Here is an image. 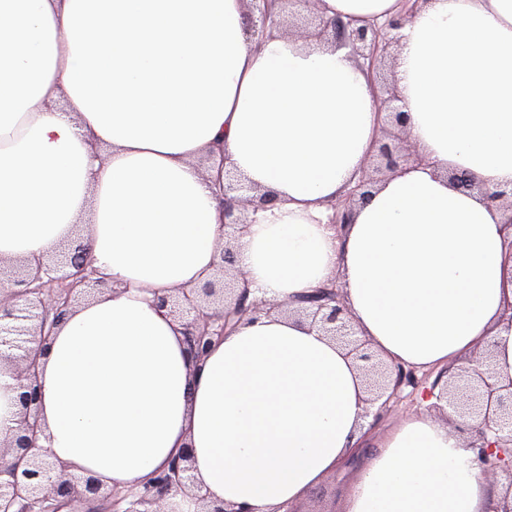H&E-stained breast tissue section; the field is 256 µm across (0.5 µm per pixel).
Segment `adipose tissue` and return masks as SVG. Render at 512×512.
Returning <instances> with one entry per match:
<instances>
[{"instance_id":"adipose-tissue-1","label":"adipose tissue","mask_w":512,"mask_h":512,"mask_svg":"<svg viewBox=\"0 0 512 512\" xmlns=\"http://www.w3.org/2000/svg\"><path fill=\"white\" fill-rule=\"evenodd\" d=\"M404 0H320L369 25ZM245 0H0V263L81 228L120 290L73 308L41 361V442L68 472L139 490L191 448L204 494L285 512L358 453L366 393L345 347L277 314L201 360L156 298L211 279L224 241L218 168L273 194L234 256L252 295L297 300L339 278L356 329L391 365L477 347L512 379L503 209L449 186L512 187V0H427L394 76L425 162L381 182L345 234L329 204L373 154L379 101L348 49L256 44ZM106 151L94 155L91 143ZM471 448L428 412L401 420L339 512H489Z\"/></svg>"}]
</instances>
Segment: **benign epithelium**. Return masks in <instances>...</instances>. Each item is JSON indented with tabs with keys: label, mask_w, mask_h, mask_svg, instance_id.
Wrapping results in <instances>:
<instances>
[{
	"label": "benign epithelium",
	"mask_w": 512,
	"mask_h": 512,
	"mask_svg": "<svg viewBox=\"0 0 512 512\" xmlns=\"http://www.w3.org/2000/svg\"><path fill=\"white\" fill-rule=\"evenodd\" d=\"M424 2L405 0V11L399 17L381 25L356 27L352 21L339 17L324 19L317 12V0H247L246 31L260 41L271 38L278 30L275 7L283 3L299 5L318 21L320 30L332 33L336 46L349 48L358 64L375 79L392 48L399 44L398 30ZM378 99L380 111L388 115L374 153L380 164H367L355 185L331 204V223L339 231L351 223L356 205L380 182L404 165L425 162L410 140L404 112L398 106L397 88L385 89ZM269 202V196L243 183L232 171H224V238L233 239L247 223L236 212H248ZM217 273L222 278L214 277L200 288H173L157 297L158 306L182 322L184 336L196 356L205 354L214 341L223 339L227 330L245 318L295 314L341 342L359 362L369 394L366 415L373 416L370 428H375L390 403L407 388L419 390L424 398L437 400L435 409L448 407L446 424L451 430H460V418L476 422L477 439L470 442V447L476 452L484 477L496 483L504 474L512 476V380L493 381L490 349H484L474 364L460 367L448 377L439 373L427 387L411 368H388L371 351L369 343L357 336L336 279L327 280L291 308L286 301L250 297L246 276L235 269L234 252L229 246L221 249ZM6 281L9 287L0 289V363L13 370L19 412L18 427L0 441V512H60L65 499H81L94 507L106 504L109 512H165L163 502L172 492L194 496L200 512H248L201 493V487L193 480L188 448L165 473L151 479L136 494L106 490L93 475L75 481L69 478L64 465L50 460L47 450L39 444L41 356L48 349L54 326L65 318L78 298L110 289L112 284L90 266L83 244L64 255L15 263Z\"/></svg>",
	"instance_id": "1"
}]
</instances>
